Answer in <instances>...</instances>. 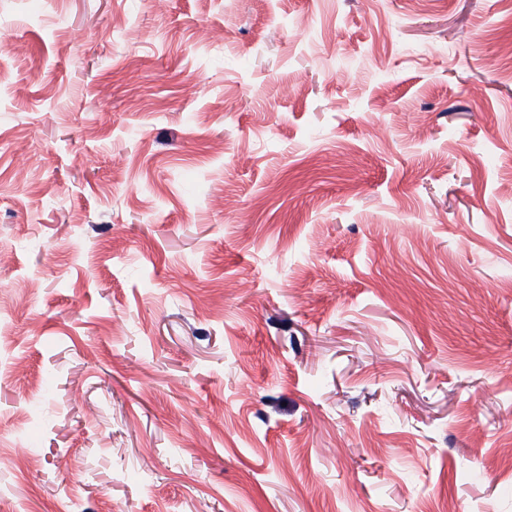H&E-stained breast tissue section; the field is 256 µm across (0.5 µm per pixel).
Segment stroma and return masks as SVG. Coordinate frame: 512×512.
<instances>
[{"mask_svg": "<svg viewBox=\"0 0 512 512\" xmlns=\"http://www.w3.org/2000/svg\"><path fill=\"white\" fill-rule=\"evenodd\" d=\"M0 498L512 512V0H0Z\"/></svg>", "mask_w": 512, "mask_h": 512, "instance_id": "1", "label": "stroma"}]
</instances>
